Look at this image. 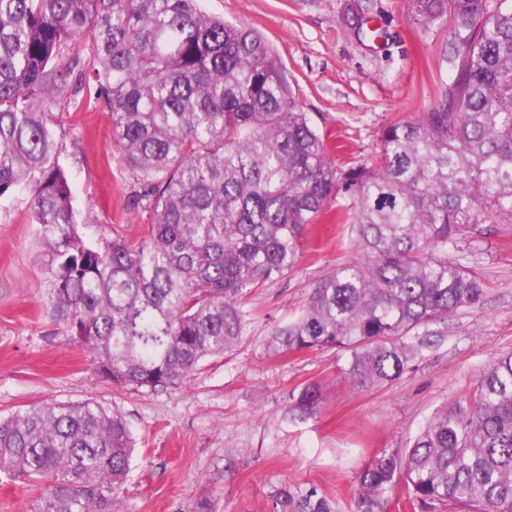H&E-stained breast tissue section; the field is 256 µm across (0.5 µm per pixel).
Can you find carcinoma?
<instances>
[{
	"label": "carcinoma",
	"instance_id": "1",
	"mask_svg": "<svg viewBox=\"0 0 512 512\" xmlns=\"http://www.w3.org/2000/svg\"><path fill=\"white\" fill-rule=\"evenodd\" d=\"M425 24L453 9L456 79L413 121L387 126L374 166L336 168L266 42L200 0H0V199L23 195L52 320L117 386L164 389L237 345L244 298L291 271L330 198L355 255L276 326L275 353L342 352L357 388L398 381L436 322L485 293L459 243L512 224V0H412ZM91 37L90 74L135 175L147 236L93 243L79 231L52 106L86 87L71 44ZM319 386L290 395L315 416ZM135 440L118 407L43 402L0 419V471L45 487L34 512H107ZM401 486L419 512H512V351L439 408L403 451L363 468L355 512H387ZM275 512H332L284 487Z\"/></svg>",
	"mask_w": 512,
	"mask_h": 512
}]
</instances>
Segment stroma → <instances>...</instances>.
Segmentation results:
<instances>
[{
    "label": "stroma",
    "mask_w": 512,
    "mask_h": 512,
    "mask_svg": "<svg viewBox=\"0 0 512 512\" xmlns=\"http://www.w3.org/2000/svg\"><path fill=\"white\" fill-rule=\"evenodd\" d=\"M209 14L263 36L286 86L328 134L337 168L373 164L384 128L411 121L440 98L455 72L446 61L451 17L426 25L410 0H201ZM81 230L91 240L145 233L129 208L133 176L95 91L53 109ZM330 201L301 241L297 266L247 298L238 347L201 363L187 380L150 390L101 380L45 308L39 251L25 203L0 201V417L34 403L96 399L116 405L136 441L131 469L109 512H273L288 487L317 492L332 512H354L357 478L380 449L405 448L437 408L466 395L492 358L512 350V224H481L459 252L485 296L449 317L445 336L396 383L360 390L330 352L269 355L274 326L302 309L311 289L354 254L349 224ZM320 383L316 417L288 415L289 396Z\"/></svg>",
    "instance_id": "stroma-1"
}]
</instances>
